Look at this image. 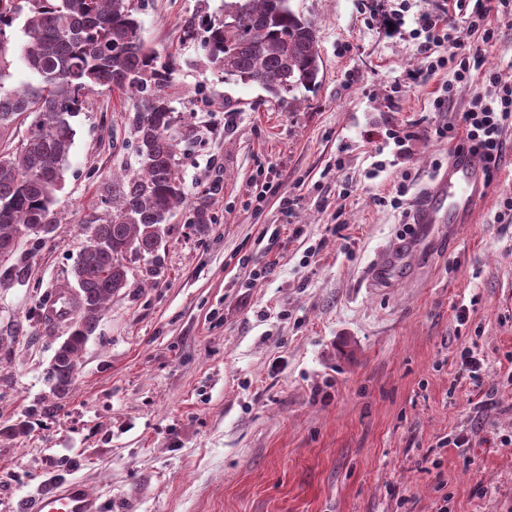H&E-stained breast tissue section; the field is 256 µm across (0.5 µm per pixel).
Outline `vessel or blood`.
I'll return each instance as SVG.
<instances>
[{
    "instance_id": "1",
    "label": "vessel or blood",
    "mask_w": 512,
    "mask_h": 512,
    "mask_svg": "<svg viewBox=\"0 0 512 512\" xmlns=\"http://www.w3.org/2000/svg\"><path fill=\"white\" fill-rule=\"evenodd\" d=\"M489 192L486 164L480 155L461 151L451 156L443 174L428 186L414 208L415 221L428 229L435 224L472 223ZM410 244L400 242L386 250L372 269L371 281L392 282L405 263ZM34 512H98L97 499L77 481L61 483L34 497Z\"/></svg>"
}]
</instances>
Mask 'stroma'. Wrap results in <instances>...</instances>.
I'll return each instance as SVG.
<instances>
[{
	"mask_svg": "<svg viewBox=\"0 0 512 512\" xmlns=\"http://www.w3.org/2000/svg\"><path fill=\"white\" fill-rule=\"evenodd\" d=\"M134 4L142 39L174 66L166 92L191 126L183 180L192 194L215 187L212 222L187 228L177 210L159 276L146 278L150 259L134 263L61 409L33 414L69 334L44 304L73 283L82 225L109 212L113 174L136 163L132 100L91 93L71 119L61 221L43 242L21 239L22 271L0 283V512L56 480L84 483L102 512H512V223L494 220L512 195V130L474 222L435 225L391 284L367 283L410 221L374 195L408 171L418 198L453 153L435 134L451 116L433 109L447 73L406 78L433 0H290L314 26L323 70L285 102L206 68L198 21L222 18L224 0ZM24 22L0 33L8 90L35 80ZM390 128L414 132L405 153L387 144ZM337 160L354 188L345 198L321 179ZM465 342L483 353L496 404L477 407L456 360ZM21 421L26 435L6 434ZM463 429L471 447L443 445Z\"/></svg>",
	"mask_w": 512,
	"mask_h": 512,
	"instance_id": "stroma-1",
	"label": "stroma"
}]
</instances>
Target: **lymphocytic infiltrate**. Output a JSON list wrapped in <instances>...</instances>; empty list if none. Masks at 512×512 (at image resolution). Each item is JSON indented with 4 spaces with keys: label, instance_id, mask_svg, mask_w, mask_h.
<instances>
[{
    "label": "lymphocytic infiltrate",
    "instance_id": "f902f5d3",
    "mask_svg": "<svg viewBox=\"0 0 512 512\" xmlns=\"http://www.w3.org/2000/svg\"><path fill=\"white\" fill-rule=\"evenodd\" d=\"M466 18L476 40L468 49L458 50L451 33L457 18ZM512 22V0H442L436 9L420 19L421 41L417 43L418 67L408 73L415 83L446 70L453 80L434 100L436 111L449 110L458 84L476 83L477 90L457 119L438 127L439 138L454 141L456 150L482 154L488 176H496L505 149V134L512 129V82L485 67L484 58L494 45L491 20Z\"/></svg>",
    "mask_w": 512,
    "mask_h": 512
}]
</instances>
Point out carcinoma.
I'll list each match as a JSON object with an SVG mask.
<instances>
[{"label":"carcinoma","instance_id":"obj_1","mask_svg":"<svg viewBox=\"0 0 512 512\" xmlns=\"http://www.w3.org/2000/svg\"><path fill=\"white\" fill-rule=\"evenodd\" d=\"M24 2L23 60L38 84L5 90L0 67V131L34 116L20 149L0 151V258L15 254L20 230L39 242L44 235L34 225L58 222L56 192L74 140L70 117L86 97L98 88L138 97L130 125L139 167L112 176V210L88 225L74 269L68 339L47 370L54 399L41 406L47 414L72 390L77 358L107 303L129 286L131 264L159 251L179 208L190 209L188 227L209 223L204 199L214 188L203 190L199 203L186 191L174 109L161 93L172 70L142 40L133 0ZM224 15L233 25L202 21L208 64L224 79L255 84L280 102L318 84L323 62L315 30L290 0H224Z\"/></svg>","mask_w":512,"mask_h":512}]
</instances>
